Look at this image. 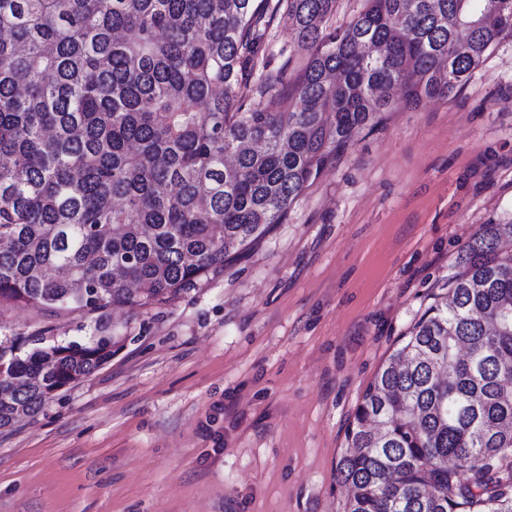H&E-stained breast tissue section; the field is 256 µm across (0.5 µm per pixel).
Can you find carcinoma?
Wrapping results in <instances>:
<instances>
[{"mask_svg": "<svg viewBox=\"0 0 512 512\" xmlns=\"http://www.w3.org/2000/svg\"><path fill=\"white\" fill-rule=\"evenodd\" d=\"M255 0H0V305L166 303L288 216L396 102L447 99L503 33L512 0H277L307 61L251 88L270 19ZM279 97L280 112L256 97ZM512 224L459 250L365 391L338 481L345 512H512ZM120 337L0 339V430L97 372ZM365 7L366 0H336V10L327 22L328 28L333 30L347 27Z\"/></svg>", "mask_w": 512, "mask_h": 512, "instance_id": "obj_1", "label": "carcinoma"}]
</instances>
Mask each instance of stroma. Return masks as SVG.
<instances>
[{"label":"stroma","instance_id":"obj_1","mask_svg":"<svg viewBox=\"0 0 512 512\" xmlns=\"http://www.w3.org/2000/svg\"><path fill=\"white\" fill-rule=\"evenodd\" d=\"M304 63L278 11L251 82ZM510 221L512 32L455 98L361 130L223 271L105 310L122 348L0 433V512H344L357 404L469 237ZM97 318L2 305L0 336L79 341Z\"/></svg>","mask_w":512,"mask_h":512}]
</instances>
